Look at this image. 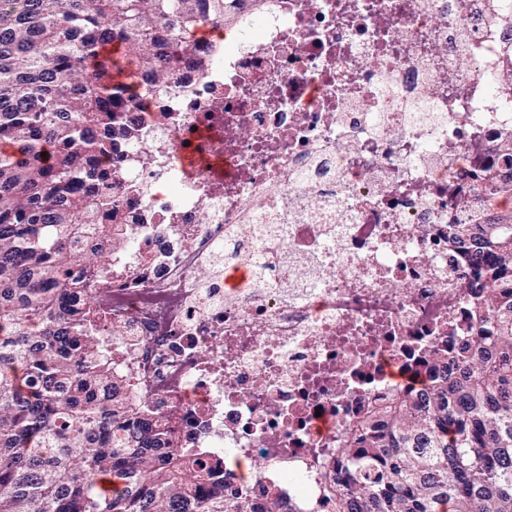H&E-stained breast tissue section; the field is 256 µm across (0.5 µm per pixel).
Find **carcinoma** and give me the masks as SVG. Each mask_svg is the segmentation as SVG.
I'll return each mask as SVG.
<instances>
[{"label":"carcinoma","instance_id":"carcinoma-1","mask_svg":"<svg viewBox=\"0 0 512 512\" xmlns=\"http://www.w3.org/2000/svg\"><path fill=\"white\" fill-rule=\"evenodd\" d=\"M264 0H0V512H283L257 510L202 448L137 434L116 396L112 355L66 288L104 179L101 160L134 121L121 101L172 78L209 22L230 27ZM490 244L512 272V215L454 224ZM489 327L447 373L366 416L325 473L334 512H512V298L490 290Z\"/></svg>","mask_w":512,"mask_h":512}]
</instances>
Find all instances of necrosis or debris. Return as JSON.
I'll list each match as a JSON object with an SVG mask.
<instances>
[{
    "mask_svg": "<svg viewBox=\"0 0 512 512\" xmlns=\"http://www.w3.org/2000/svg\"><path fill=\"white\" fill-rule=\"evenodd\" d=\"M125 105L78 285L129 411L332 512L348 433L512 293L448 234L512 208V0H267Z\"/></svg>",
    "mask_w": 512,
    "mask_h": 512,
    "instance_id": "4bbe7bcc",
    "label": "necrosis or debris"
}]
</instances>
